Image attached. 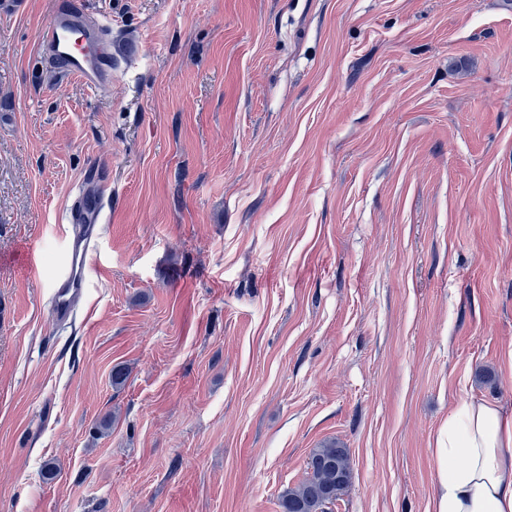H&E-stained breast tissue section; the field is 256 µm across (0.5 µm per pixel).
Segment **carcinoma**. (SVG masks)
<instances>
[{"instance_id":"cac0c4a2","label":"carcinoma","mask_w":512,"mask_h":512,"mask_svg":"<svg viewBox=\"0 0 512 512\" xmlns=\"http://www.w3.org/2000/svg\"><path fill=\"white\" fill-rule=\"evenodd\" d=\"M351 479L350 450L325 442L311 451L306 478L280 494L279 506L282 512H325V504L336 502Z\"/></svg>"}]
</instances>
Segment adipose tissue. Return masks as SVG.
<instances>
[{
  "instance_id": "adipose-tissue-1",
  "label": "adipose tissue",
  "mask_w": 512,
  "mask_h": 512,
  "mask_svg": "<svg viewBox=\"0 0 512 512\" xmlns=\"http://www.w3.org/2000/svg\"><path fill=\"white\" fill-rule=\"evenodd\" d=\"M436 512H512V412L469 401L448 415Z\"/></svg>"
}]
</instances>
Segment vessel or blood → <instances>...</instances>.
Returning a JSON list of instances; mask_svg holds the SVG:
<instances>
[{"mask_svg": "<svg viewBox=\"0 0 512 512\" xmlns=\"http://www.w3.org/2000/svg\"><path fill=\"white\" fill-rule=\"evenodd\" d=\"M38 68L50 69L66 80H76L94 93L107 90L117 61L107 26H87L83 0H58L38 37L35 56ZM77 203L69 207L64 221L70 229L65 239L66 260L50 298L56 321H67L83 296L95 257V246L107 221L103 194L91 180H83Z\"/></svg>", "mask_w": 512, "mask_h": 512, "instance_id": "obj_1", "label": "vessel or blood"}]
</instances>
